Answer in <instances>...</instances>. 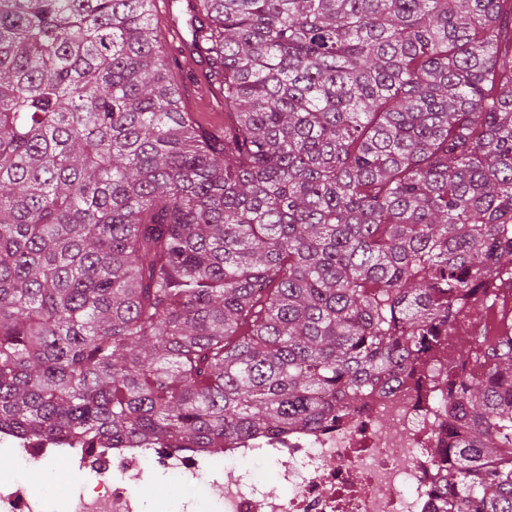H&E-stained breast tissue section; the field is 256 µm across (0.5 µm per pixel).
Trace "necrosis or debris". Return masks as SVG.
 <instances>
[{"mask_svg": "<svg viewBox=\"0 0 512 512\" xmlns=\"http://www.w3.org/2000/svg\"><path fill=\"white\" fill-rule=\"evenodd\" d=\"M454 351L447 344L413 378L372 395L335 424L235 440L206 462L164 448L83 452L76 472L87 484L62 501L60 512H143L140 488L151 474L175 475L188 489L204 486L221 512H434L440 409L430 376L447 367ZM0 443L9 445L16 466L13 481L0 482V512H45L23 470L50 460L56 444L5 435ZM247 463L270 464L281 493L244 472Z\"/></svg>", "mask_w": 512, "mask_h": 512, "instance_id": "1", "label": "necrosis or debris"}]
</instances>
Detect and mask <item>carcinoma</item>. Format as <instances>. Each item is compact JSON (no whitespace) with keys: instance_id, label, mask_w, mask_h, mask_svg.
<instances>
[{"instance_id":"cac0c4a2","label":"carcinoma","mask_w":512,"mask_h":512,"mask_svg":"<svg viewBox=\"0 0 512 512\" xmlns=\"http://www.w3.org/2000/svg\"><path fill=\"white\" fill-rule=\"evenodd\" d=\"M0 0V431L221 453L315 429L456 336L441 512H512V0ZM480 365V374L462 375ZM160 1H164V0H158L156 2V7H157V10L166 18L164 17H161L162 18V21L164 22V24L166 25V20H167V25H168V34L172 37V39L174 40L171 45L172 46H175L176 43H179V46L177 47L178 51H180L181 48L184 47V39H183V36L186 40L188 41H191V36H190V33L186 27V24H185V20L186 18H188V16L185 14V10H186V2L187 0H178V2L174 3L173 4V11L175 14L179 15L180 16V21H179V25L181 26V30L179 28V25H178V22L177 21H173L171 19V8L170 10L167 12V13H162V10H166V2H164V5L163 7L160 6ZM181 1V2H179ZM181 31H182V34H181ZM170 66L180 82L185 111L193 112L208 133L224 134V93L205 78L197 80L184 57L179 68Z\"/></svg>"}]
</instances>
